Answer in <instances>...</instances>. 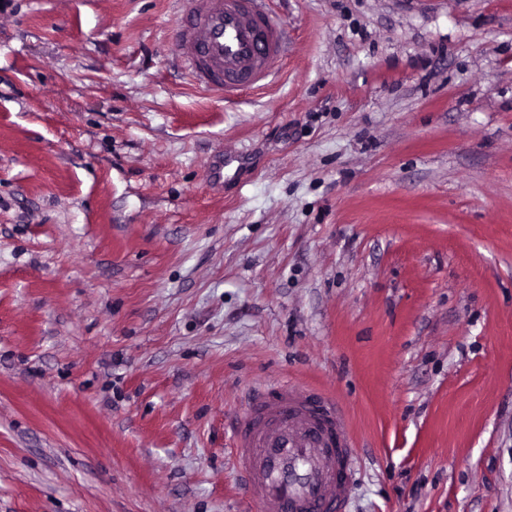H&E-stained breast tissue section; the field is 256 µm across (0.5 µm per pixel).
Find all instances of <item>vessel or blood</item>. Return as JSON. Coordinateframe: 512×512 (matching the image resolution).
Here are the masks:
<instances>
[{"label":"vessel or blood","mask_w":512,"mask_h":512,"mask_svg":"<svg viewBox=\"0 0 512 512\" xmlns=\"http://www.w3.org/2000/svg\"><path fill=\"white\" fill-rule=\"evenodd\" d=\"M178 35L195 84L231 97L282 66L285 24L266 0H179ZM354 447L335 402L271 386L236 432L234 464L261 512H341Z\"/></svg>","instance_id":"b4317fda"}]
</instances>
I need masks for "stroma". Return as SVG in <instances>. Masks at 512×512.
Masks as SVG:
<instances>
[{"instance_id": "stroma-1", "label": "stroma", "mask_w": 512, "mask_h": 512, "mask_svg": "<svg viewBox=\"0 0 512 512\" xmlns=\"http://www.w3.org/2000/svg\"><path fill=\"white\" fill-rule=\"evenodd\" d=\"M271 82L177 0H0V512H258L257 391L338 401L344 512H512V0H270ZM178 35L195 84L235 96L282 66L285 24L266 0H179Z\"/></svg>"}]
</instances>
